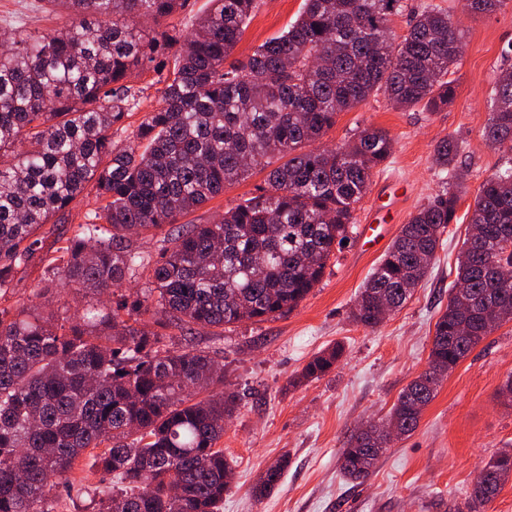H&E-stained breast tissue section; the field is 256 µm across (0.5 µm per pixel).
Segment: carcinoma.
Wrapping results in <instances>:
<instances>
[{
  "instance_id": "carcinoma-1",
  "label": "carcinoma",
  "mask_w": 512,
  "mask_h": 512,
  "mask_svg": "<svg viewBox=\"0 0 512 512\" xmlns=\"http://www.w3.org/2000/svg\"><path fill=\"white\" fill-rule=\"evenodd\" d=\"M46 2L69 24L16 30L0 53V152L14 154L0 165V296L42 249V225L84 194L99 207L45 254V269L113 301L66 325L42 315L38 292L0 310V512H52L55 479L97 448L94 463L127 484L101 493L98 512H220L232 467L218 444L236 396L212 392L224 385L212 357L168 348L164 330L222 329L296 307L353 228L393 142L366 127L334 150L309 145L378 92L403 108L448 106L464 35L434 4L398 36L405 0H305L287 30L226 69L260 0H213L187 36L141 26L187 0ZM468 2L472 14L490 15L509 0ZM144 70L157 75L159 107L120 146L112 128L138 108L128 79ZM484 138L506 161L475 196L476 232L459 255L427 368L389 414L403 436L435 398V372L449 373L512 321V277L491 273L512 274V77L496 80ZM459 149L452 137L435 145L448 186L402 226L356 300V324L377 327V300L399 308L426 277L455 219ZM257 167L270 168L265 185L221 219L167 232L155 257L133 248V238L177 223ZM127 279L143 280V289L123 292ZM341 353L335 346L315 356L301 377L320 378ZM388 445L377 424H365L342 450L341 472L366 479ZM287 464L270 465L254 492L274 491ZM480 467L485 475L466 500L482 506L512 476V449Z\"/></svg>"
}]
</instances>
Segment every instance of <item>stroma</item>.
Segmentation results:
<instances>
[{"instance_id": "stroma-1", "label": "stroma", "mask_w": 512, "mask_h": 512, "mask_svg": "<svg viewBox=\"0 0 512 512\" xmlns=\"http://www.w3.org/2000/svg\"><path fill=\"white\" fill-rule=\"evenodd\" d=\"M465 34L453 69L456 96L437 112L394 107L381 94L340 113L321 147L352 142L357 130L377 127L393 139L354 213L363 223L383 180L398 182L403 197L382 247L364 250L358 236L337 249L321 281L292 311L262 322H242L216 333L169 329L173 350L201 349L224 368V389L238 408L220 442L233 480L221 512H455L465 503L481 460L512 448V406L498 396L512 375V322L494 330L443 378L418 428L395 440L364 481L340 472V454L363 423L387 416L399 393L427 366L434 325L445 310L467 236V210L483 179L504 162L483 137L494 81L512 69V10L477 18L461 0H433ZM304 0H260L228 63L246 60L299 16ZM61 25L47 0H0V35L12 28L50 31ZM454 137L462 188L456 219L440 238L427 277L413 296L374 329L353 324L349 313L364 283L416 210L434 197L445 175L433 162L436 143ZM253 174L184 216L208 224L262 185ZM342 343L344 354L329 373L312 381L298 375L312 357ZM288 467L273 493H252L260 474L280 457ZM113 477L80 458L53 491L54 512H92L99 490L116 489Z\"/></svg>"}]
</instances>
